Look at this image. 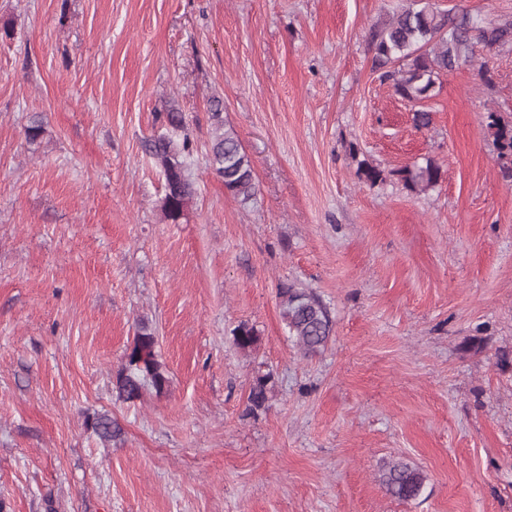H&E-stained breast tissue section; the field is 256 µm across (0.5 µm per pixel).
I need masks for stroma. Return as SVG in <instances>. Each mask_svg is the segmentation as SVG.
Segmentation results:
<instances>
[{"label":"stroma","instance_id":"obj_1","mask_svg":"<svg viewBox=\"0 0 512 512\" xmlns=\"http://www.w3.org/2000/svg\"><path fill=\"white\" fill-rule=\"evenodd\" d=\"M429 2L512 20V0ZM400 3L0 0L7 512H512V180L488 128L512 117V43L442 75L416 129L369 46ZM214 96L254 166L244 205L208 165ZM171 106L194 142L177 224L143 150ZM428 158L435 188L394 177ZM284 284L331 308L315 356ZM141 320L169 383L121 403ZM242 322L255 350L232 343ZM267 372L269 408L246 416ZM104 412L121 441L87 428ZM395 459L426 473L418 499L381 485ZM233 344L243 351H252L260 341L258 331L248 323H239L231 332Z\"/></svg>","mask_w":512,"mask_h":512}]
</instances>
